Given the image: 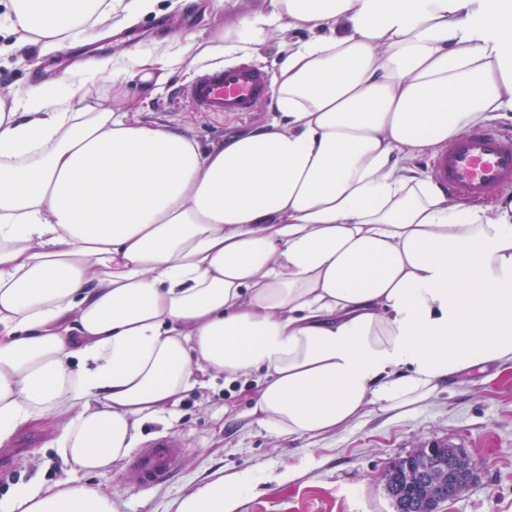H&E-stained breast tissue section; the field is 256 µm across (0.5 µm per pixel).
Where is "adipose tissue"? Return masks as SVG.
<instances>
[{"label":"adipose tissue","mask_w":512,"mask_h":512,"mask_svg":"<svg viewBox=\"0 0 512 512\" xmlns=\"http://www.w3.org/2000/svg\"><path fill=\"white\" fill-rule=\"evenodd\" d=\"M38 54L101 18L236 0H4ZM279 38L270 121L200 143L86 83L155 93L184 62ZM512 114V0H269L208 43L75 64L0 106V447L51 424L72 476L0 512H120L85 483L181 394L254 380L249 415L316 438L512 363V197L469 204L416 165ZM220 475L177 512H233Z\"/></svg>","instance_id":"ef3b65f1"}]
</instances>
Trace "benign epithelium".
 Here are the masks:
<instances>
[{"instance_id": "1", "label": "benign epithelium", "mask_w": 512, "mask_h": 512, "mask_svg": "<svg viewBox=\"0 0 512 512\" xmlns=\"http://www.w3.org/2000/svg\"><path fill=\"white\" fill-rule=\"evenodd\" d=\"M390 469L398 475L400 483L384 480L383 490L393 505H398L399 486L407 490L429 484V492L418 501V512H438L439 505L457 498L474 477L476 462L460 452L434 445L395 460Z\"/></svg>"}]
</instances>
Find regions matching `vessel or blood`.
I'll return each mask as SVG.
<instances>
[{
  "label": "vessel or blood",
  "instance_id": "1",
  "mask_svg": "<svg viewBox=\"0 0 512 512\" xmlns=\"http://www.w3.org/2000/svg\"><path fill=\"white\" fill-rule=\"evenodd\" d=\"M270 93L262 67L241 62L229 68L200 71L183 90V98L199 112L213 114L253 111ZM433 178L452 194L481 201L512 186V133L487 127L471 129L451 141L434 159ZM181 450L171 441L143 449L131 465L128 482L136 487L169 479Z\"/></svg>",
  "mask_w": 512,
  "mask_h": 512
}]
</instances>
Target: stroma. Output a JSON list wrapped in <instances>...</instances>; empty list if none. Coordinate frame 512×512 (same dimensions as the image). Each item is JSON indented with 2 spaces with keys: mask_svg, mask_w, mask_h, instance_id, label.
Returning a JSON list of instances; mask_svg holds the SVG:
<instances>
[{
  "mask_svg": "<svg viewBox=\"0 0 512 512\" xmlns=\"http://www.w3.org/2000/svg\"><path fill=\"white\" fill-rule=\"evenodd\" d=\"M267 0H237L233 10L203 17L191 10L149 16L128 29L110 19L106 38L88 49L63 50L32 59L13 49L15 40L0 28V99L36 82L61 79L76 62L146 51L173 36L197 42L238 24L265 8ZM192 66L172 73L161 90L149 95L135 81L119 78L112 87L88 84L89 100L119 91L122 108L146 121H162L207 143L251 127L267 116L257 106L246 116H211L177 104L178 89L195 74ZM254 386L213 381L206 390L186 394L176 408L169 440L182 449L179 468L167 483L132 487L125 471L113 472L106 492L123 503L121 512H176L182 497L219 474L250 472V488L236 512H394L381 476L389 464L435 444L458 448L478 464L475 480L440 512H512V369L489 364L453 377L423 404L375 411L355 424L315 438L284 440L266 435L247 416ZM37 430L22 433L13 447L0 449V497L18 483L40 478L47 484L66 478L54 449L44 447Z\"/></svg>",
  "mask_w": 512,
  "mask_h": 512,
  "instance_id": "1",
  "label": "stroma"
}]
</instances>
